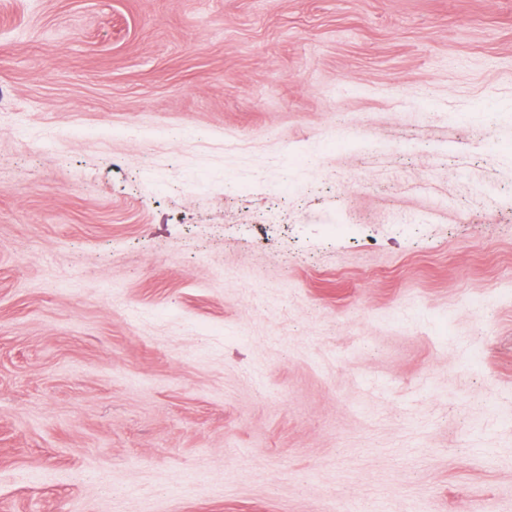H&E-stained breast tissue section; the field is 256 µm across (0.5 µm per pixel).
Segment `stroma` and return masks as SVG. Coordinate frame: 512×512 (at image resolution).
Masks as SVG:
<instances>
[{"mask_svg":"<svg viewBox=\"0 0 512 512\" xmlns=\"http://www.w3.org/2000/svg\"><path fill=\"white\" fill-rule=\"evenodd\" d=\"M351 503L512 512V0H0V512Z\"/></svg>","mask_w":512,"mask_h":512,"instance_id":"1","label":"stroma"}]
</instances>
